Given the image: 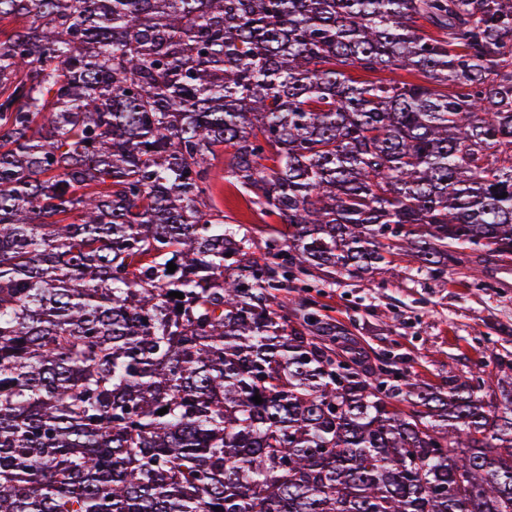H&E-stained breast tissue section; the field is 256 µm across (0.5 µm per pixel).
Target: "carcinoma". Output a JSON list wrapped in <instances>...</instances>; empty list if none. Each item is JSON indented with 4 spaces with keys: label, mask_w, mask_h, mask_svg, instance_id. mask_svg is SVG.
Here are the masks:
<instances>
[{
    "label": "carcinoma",
    "mask_w": 512,
    "mask_h": 512,
    "mask_svg": "<svg viewBox=\"0 0 512 512\" xmlns=\"http://www.w3.org/2000/svg\"><path fill=\"white\" fill-rule=\"evenodd\" d=\"M3 22L0 512H512V365L427 385L277 295L512 260V0ZM219 147L280 220L260 257L213 205Z\"/></svg>",
    "instance_id": "cac0c4a2"
}]
</instances>
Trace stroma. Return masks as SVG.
<instances>
[{
    "instance_id": "35a3bbf8",
    "label": "stroma",
    "mask_w": 512,
    "mask_h": 512,
    "mask_svg": "<svg viewBox=\"0 0 512 512\" xmlns=\"http://www.w3.org/2000/svg\"><path fill=\"white\" fill-rule=\"evenodd\" d=\"M227 165V153L217 151L210 172L224 221L262 243L272 219L227 182ZM310 301L323 307L324 340L345 331L370 356L390 354L399 368L430 384L495 353L512 359V262L479 264L467 254L434 278L401 258L394 274L339 278L285 298L292 314Z\"/></svg>"
}]
</instances>
